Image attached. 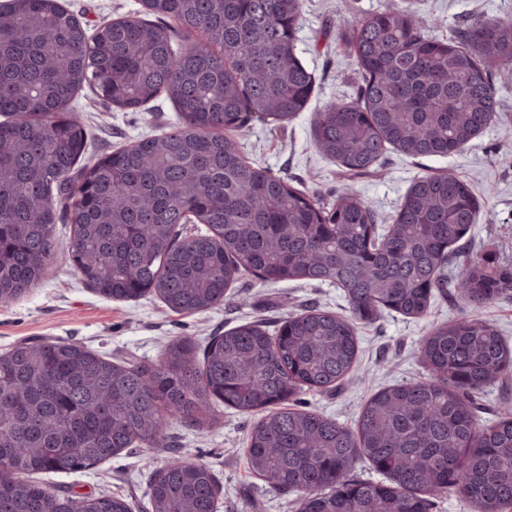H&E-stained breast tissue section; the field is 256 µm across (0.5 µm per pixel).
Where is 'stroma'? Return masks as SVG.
<instances>
[{
  "label": "stroma",
  "instance_id": "35a3bbf8",
  "mask_svg": "<svg viewBox=\"0 0 512 512\" xmlns=\"http://www.w3.org/2000/svg\"><path fill=\"white\" fill-rule=\"evenodd\" d=\"M77 15L87 30L112 19L145 17L142 0H59ZM388 0H304L297 31L298 55L312 72L315 87L309 103L284 125L252 122L239 136L246 155L270 168L289 184L333 202L353 188L376 209L380 231H387L414 179L425 172H449L462 180L477 199L480 211L459 242L466 254L493 268H512V66L492 72L498 108L490 125L450 157L412 158L387 151L371 172L349 176L317 149L312 124L316 112L336 102L356 99L360 76L338 33L346 23L371 14ZM430 34L448 38L477 20L512 17V0H414ZM74 113L89 140L83 162L139 139L160 134L176 122L174 104L159 96L138 112L103 104L90 90L80 91ZM318 305L341 313L346 303L339 288L317 283L262 282L240 275L223 302L204 312L175 313L154 294L130 301L106 298L85 284L64 256L52 262L51 275L14 303L0 305V354L22 341L76 342L105 359L159 361L170 343L186 340L202 355L213 337L245 323L277 329L288 314ZM462 303L441 296L428 314L406 318L382 313L359 325V378L336 389L304 392L289 405L354 425L365 401L379 389L422 377L417 358L419 340L434 325L454 320ZM512 408V371L479 395L476 413L482 423H495ZM256 416L213 404L201 423L171 421L161 447L127 448L96 467L71 474H43L40 482L51 492L69 497L111 495L125 500L132 512H152L149 484L154 470L177 453L205 463L219 489L218 512H299L296 494L271 487L250 471L245 448Z\"/></svg>",
  "mask_w": 512,
  "mask_h": 512
}]
</instances>
